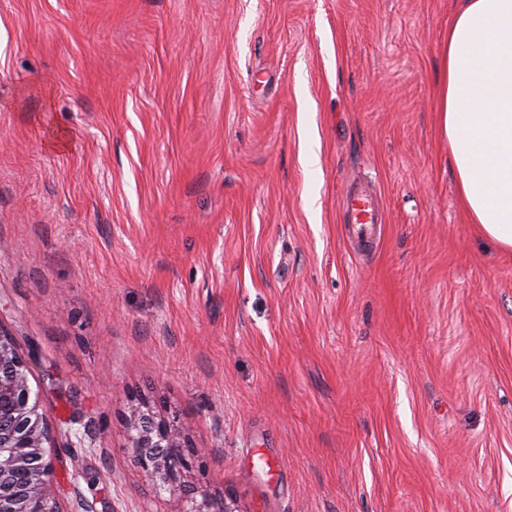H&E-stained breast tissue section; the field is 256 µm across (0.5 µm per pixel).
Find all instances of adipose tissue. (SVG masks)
<instances>
[{"label": "adipose tissue", "mask_w": 512, "mask_h": 512, "mask_svg": "<svg viewBox=\"0 0 512 512\" xmlns=\"http://www.w3.org/2000/svg\"><path fill=\"white\" fill-rule=\"evenodd\" d=\"M442 127L472 223L512 251V0H462L443 49Z\"/></svg>", "instance_id": "obj_1"}]
</instances>
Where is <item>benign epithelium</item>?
<instances>
[{"instance_id":"7a95c632","label":"benign epithelium","mask_w":512,"mask_h":512,"mask_svg":"<svg viewBox=\"0 0 512 512\" xmlns=\"http://www.w3.org/2000/svg\"><path fill=\"white\" fill-rule=\"evenodd\" d=\"M30 370L11 334L0 327V512H62L54 492L50 431L32 395ZM135 459L155 489L181 502L179 512H243L236 496H213L189 484V473L206 449L185 435L175 411H158L136 396L125 415Z\"/></svg>"}]
</instances>
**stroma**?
<instances>
[{"label":"stroma","instance_id":"stroma-1","mask_svg":"<svg viewBox=\"0 0 512 512\" xmlns=\"http://www.w3.org/2000/svg\"><path fill=\"white\" fill-rule=\"evenodd\" d=\"M459 4L0 0V327L62 512H174L135 394L243 512H512V256L441 132ZM343 207L350 212L349 224H354L353 231L359 238L369 237L373 226L382 224L380 206L375 193L370 188L347 192Z\"/></svg>","mask_w":512,"mask_h":512}]
</instances>
